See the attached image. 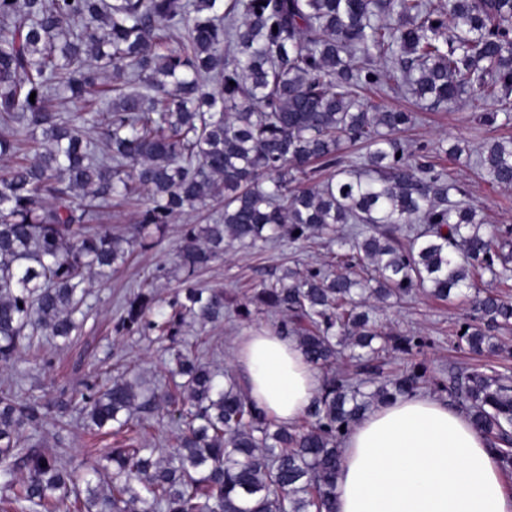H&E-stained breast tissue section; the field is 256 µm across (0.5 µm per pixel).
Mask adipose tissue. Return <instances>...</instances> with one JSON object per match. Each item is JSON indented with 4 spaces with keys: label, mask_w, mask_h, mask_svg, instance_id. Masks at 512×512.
<instances>
[{
    "label": "adipose tissue",
    "mask_w": 512,
    "mask_h": 512,
    "mask_svg": "<svg viewBox=\"0 0 512 512\" xmlns=\"http://www.w3.org/2000/svg\"><path fill=\"white\" fill-rule=\"evenodd\" d=\"M233 358L249 397L281 424L302 419L320 389L319 371L276 327L243 330ZM335 496L336 512H512L486 438L423 393L380 405L349 429Z\"/></svg>",
    "instance_id": "adipose-tissue-1"
}]
</instances>
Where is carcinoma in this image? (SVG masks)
<instances>
[{"instance_id": "carcinoma-1", "label": "carcinoma", "mask_w": 512, "mask_h": 512, "mask_svg": "<svg viewBox=\"0 0 512 512\" xmlns=\"http://www.w3.org/2000/svg\"><path fill=\"white\" fill-rule=\"evenodd\" d=\"M383 86L432 108L477 95L499 105L487 121L512 123V0H0V362L23 348L47 365L40 337L78 331L92 275L210 200L222 213L177 248L192 274L226 242L332 233L340 250L338 271L287 269L236 303L244 319L253 303L277 311L321 372L300 421L278 423L236 373L181 344L183 327L224 316V289L164 305L142 287L115 331L176 345L172 386L148 394L119 377L82 395L88 431L125 435L87 461L84 497L63 452L36 443L47 416L68 426L66 407L0 388V512H336L341 429L429 383L416 364L383 375V354L425 340L382 334L370 299L462 296L458 343L512 357L495 336L512 327V298L484 286L487 274L512 280V225L484 222L429 146L396 136L413 113L357 98ZM347 143L362 161L346 163ZM477 162L511 187L512 137ZM139 200L130 235L93 229L112 204ZM441 387L511 474L512 376L462 370ZM154 411L179 424L164 455L144 447Z\"/></svg>"}]
</instances>
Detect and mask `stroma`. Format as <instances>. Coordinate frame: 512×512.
<instances>
[{
	"label": "stroma",
	"mask_w": 512,
	"mask_h": 512,
	"mask_svg": "<svg viewBox=\"0 0 512 512\" xmlns=\"http://www.w3.org/2000/svg\"><path fill=\"white\" fill-rule=\"evenodd\" d=\"M367 96L386 108L417 114L416 124L404 134L410 141L434 143L445 139L475 144L503 136L512 137V125H487L480 121V114L496 111V104L490 101L466 99L453 108L432 111L389 90H371ZM434 161L450 178L467 187L470 202L490 223L512 225V187L497 185L475 165L452 157L441 154L435 156ZM216 209V203L211 202L162 229L150 230L144 243L133 246L124 265L106 275L93 277L78 333L67 342L51 338L43 340L42 353L50 359V367L33 366L23 357L10 365L0 364V385L13 381L23 392L34 397L73 408L77 407L88 383L117 375L128 366L139 370L146 386L167 385L168 370L172 365L168 340L155 335L120 336L114 331L122 302L138 286H149L165 299L191 284L217 286L224 288L228 298L235 299L242 292L258 290L263 282L279 275L285 266L299 270L305 262L317 261L326 269L335 270L334 251L329 246L308 251L281 241L262 251L236 244L228 246L223 258L211 268L188 274L177 265L178 242L186 225L202 223L204 217ZM468 313L465 298L441 301L420 290L400 304L381 311L384 332L424 336L429 340L428 346L420 351L390 352L385 372L393 373L409 365L421 364L426 367L431 381L440 382L446 380L454 368L496 364V357H474L457 349L456 333ZM274 321V315L262 306L253 309L247 320L231 315L215 324L192 325L185 328L182 338L191 343L198 336H206L208 345L204 361L225 368L233 366L235 340L248 325H270ZM39 436L45 448L66 449L67 461L75 466L82 463L93 449L106 448L113 443L112 436H95L77 425L62 430L51 420L44 423Z\"/></svg>",
	"instance_id": "35a3bbf8"
}]
</instances>
